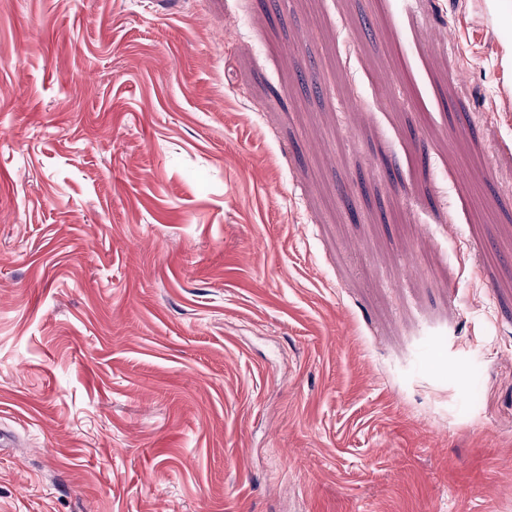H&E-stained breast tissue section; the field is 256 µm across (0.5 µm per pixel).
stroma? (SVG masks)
Instances as JSON below:
<instances>
[{
  "mask_svg": "<svg viewBox=\"0 0 512 512\" xmlns=\"http://www.w3.org/2000/svg\"><path fill=\"white\" fill-rule=\"evenodd\" d=\"M509 153L507 0H0V512H512Z\"/></svg>",
  "mask_w": 512,
  "mask_h": 512,
  "instance_id": "35a3bbf8",
  "label": "stroma"
}]
</instances>
